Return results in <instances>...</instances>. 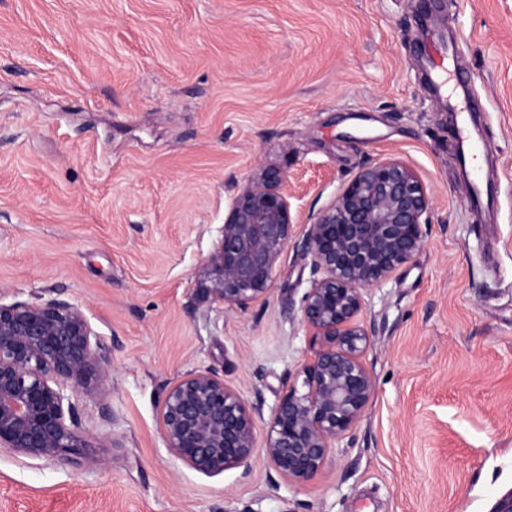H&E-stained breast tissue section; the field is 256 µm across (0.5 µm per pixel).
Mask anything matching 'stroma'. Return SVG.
Returning <instances> with one entry per match:
<instances>
[{
    "label": "stroma",
    "mask_w": 512,
    "mask_h": 512,
    "mask_svg": "<svg viewBox=\"0 0 512 512\" xmlns=\"http://www.w3.org/2000/svg\"><path fill=\"white\" fill-rule=\"evenodd\" d=\"M491 143L469 207L460 112ZM430 190L424 248L359 320L375 381L322 472L208 477L161 400L212 367L266 414L310 354L304 223L367 161ZM286 173L266 298L203 301L230 196ZM78 305L111 358L89 457L0 450V512H490L512 490V0H0V300Z\"/></svg>",
    "instance_id": "obj_1"
}]
</instances>
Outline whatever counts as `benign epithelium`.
I'll return each mask as SVG.
<instances>
[{"label": "benign epithelium", "instance_id": "benign-epithelium-1", "mask_svg": "<svg viewBox=\"0 0 512 512\" xmlns=\"http://www.w3.org/2000/svg\"><path fill=\"white\" fill-rule=\"evenodd\" d=\"M284 181L267 171L229 203L204 288L227 310L242 312L270 291L294 224ZM432 209L430 191L408 164L387 158L362 166L304 230L311 281L300 312L313 349L272 408L263 446L255 433L261 403L248 402L207 367L178 378L162 400L167 448L209 477L247 471L261 455L289 483L315 478L375 389L362 361L371 345L358 323L364 293L424 248ZM110 368L78 306L0 300V449L65 464L93 447L76 423L72 397L101 398Z\"/></svg>", "mask_w": 512, "mask_h": 512}]
</instances>
